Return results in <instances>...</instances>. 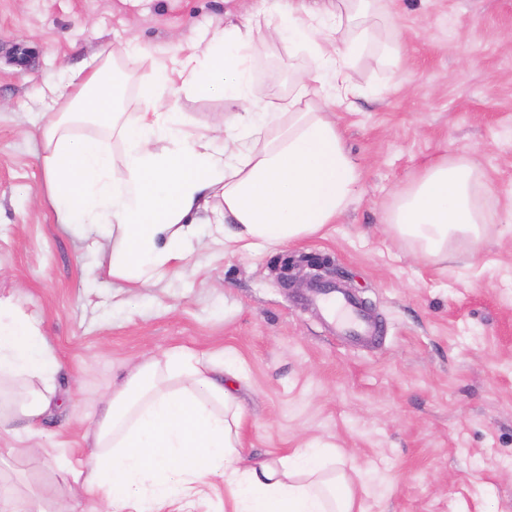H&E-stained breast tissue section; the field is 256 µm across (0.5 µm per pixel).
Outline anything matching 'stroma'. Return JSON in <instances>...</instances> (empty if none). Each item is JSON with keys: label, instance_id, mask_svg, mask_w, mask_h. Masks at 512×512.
<instances>
[{"label": "stroma", "instance_id": "obj_1", "mask_svg": "<svg viewBox=\"0 0 512 512\" xmlns=\"http://www.w3.org/2000/svg\"><path fill=\"white\" fill-rule=\"evenodd\" d=\"M251 4L0 0V294L41 319L62 363L61 407L40 433L0 441L30 451L0 459V483L23 496L53 485L73 512H104L102 496L35 451L86 462L113 388L182 348L239 365L247 459L335 449L357 470L363 512H512V0H387L385 33L404 56L394 70L367 47L357 93L331 111L361 178L315 237L247 254L204 224L178 274L131 288L57 222L39 132L47 82L105 50L121 58L132 35L157 54L202 50ZM310 66L256 30L252 98L278 100ZM164 99L188 128L224 120L223 97L174 85ZM442 156L476 165L498 216L480 252L428 257L387 226L396 193ZM312 257L328 263L323 283L366 303L374 346L336 337L307 303Z\"/></svg>", "mask_w": 512, "mask_h": 512}]
</instances>
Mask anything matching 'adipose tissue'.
Listing matches in <instances>:
<instances>
[{
    "mask_svg": "<svg viewBox=\"0 0 512 512\" xmlns=\"http://www.w3.org/2000/svg\"><path fill=\"white\" fill-rule=\"evenodd\" d=\"M274 2L225 30L221 43L157 60L159 82L136 121L115 109L125 87L104 80L111 56L49 83L52 100L66 99L69 109L49 113L41 127L48 196L60 223L107 245L113 278L139 288L176 273L198 238L202 212L222 223L225 244L251 253L318 233L355 198L360 166L327 107L357 90V60L377 40L376 0ZM275 15L273 37L301 44L312 66L280 102H259L249 93L253 32ZM343 27L351 35L340 42ZM177 82L223 96L224 134L234 150L217 148L207 134L186 130L180 113L166 111L165 90ZM83 120L100 139L77 135ZM114 140L121 154L113 153ZM494 222L475 166L445 158L399 194L387 219L432 257L452 242L479 249ZM59 369L39 318L0 296V388L36 383L17 410L0 413V436L34 432L55 403ZM217 371L239 375L221 358L168 352L113 390L84 465L52 448L43 454L73 482L102 492L108 512H162L212 481L223 484L230 512H354L355 499L323 449L243 459L242 408L214 379Z\"/></svg>",
    "mask_w": 512,
    "mask_h": 512,
    "instance_id": "adipose-tissue-1",
    "label": "adipose tissue"
}]
</instances>
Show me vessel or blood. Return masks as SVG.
Wrapping results in <instances>:
<instances>
[{"label": "vessel or blood", "instance_id": "vessel-or-blood-1", "mask_svg": "<svg viewBox=\"0 0 512 512\" xmlns=\"http://www.w3.org/2000/svg\"><path fill=\"white\" fill-rule=\"evenodd\" d=\"M312 300L324 309L340 336L349 341L363 343L377 336L376 323L364 311L356 296L339 288H318L314 290Z\"/></svg>", "mask_w": 512, "mask_h": 512}]
</instances>
